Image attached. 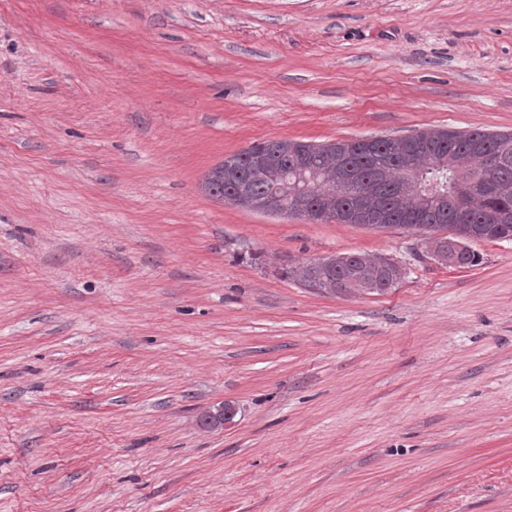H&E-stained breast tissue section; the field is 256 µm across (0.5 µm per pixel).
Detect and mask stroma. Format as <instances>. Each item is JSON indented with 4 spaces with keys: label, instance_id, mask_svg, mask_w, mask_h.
Listing matches in <instances>:
<instances>
[{
    "label": "stroma",
    "instance_id": "stroma-1",
    "mask_svg": "<svg viewBox=\"0 0 512 512\" xmlns=\"http://www.w3.org/2000/svg\"><path fill=\"white\" fill-rule=\"evenodd\" d=\"M432 127L512 132V0H0V512H512V239L201 189ZM350 251L402 282L282 275ZM287 277L320 294H383L403 278L402 268L386 257L343 253L291 265ZM235 415V407L228 402H224V404L217 408L216 412L207 411L203 413L199 418V423L207 428L226 425L233 421Z\"/></svg>",
    "mask_w": 512,
    "mask_h": 512
}]
</instances>
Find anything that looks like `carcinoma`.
Masks as SVG:
<instances>
[{
    "label": "carcinoma",
    "instance_id": "cac0c4a2",
    "mask_svg": "<svg viewBox=\"0 0 512 512\" xmlns=\"http://www.w3.org/2000/svg\"><path fill=\"white\" fill-rule=\"evenodd\" d=\"M226 164L238 168L232 183L224 181ZM457 172L486 174L492 191L481 194L450 179ZM440 174L448 175L447 192L462 198L466 223L427 193ZM302 175L311 185L307 196L296 192ZM204 190L242 208L267 213L274 202L281 212L314 210L338 224L356 217L363 225L408 230L411 219H423L422 230L437 234L435 252L446 255L458 236L493 241L502 229L512 231V133L425 129L368 149L355 140H269L224 158L205 176ZM287 277L323 295L383 294L399 284L403 270L386 257L351 252L292 265Z\"/></svg>",
    "mask_w": 512,
    "mask_h": 512
}]
</instances>
